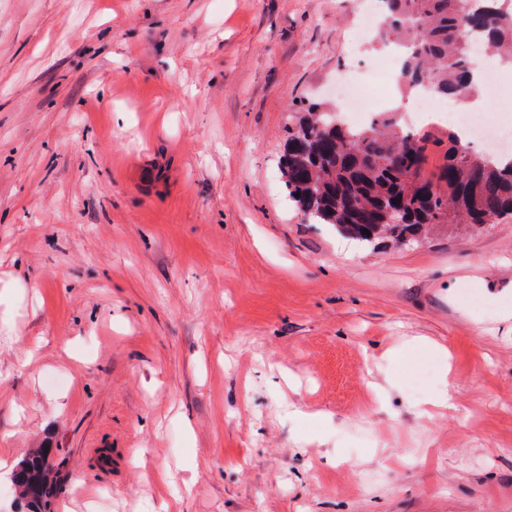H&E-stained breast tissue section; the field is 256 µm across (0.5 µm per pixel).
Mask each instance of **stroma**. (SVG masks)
Returning <instances> with one entry per match:
<instances>
[{
    "mask_svg": "<svg viewBox=\"0 0 512 512\" xmlns=\"http://www.w3.org/2000/svg\"><path fill=\"white\" fill-rule=\"evenodd\" d=\"M365 4L0 0V459L50 512H512V218L364 246L285 192ZM47 450L38 451L21 462L12 480L33 509L56 497L59 487L50 478Z\"/></svg>",
    "mask_w": 512,
    "mask_h": 512,
    "instance_id": "stroma-1",
    "label": "stroma"
}]
</instances>
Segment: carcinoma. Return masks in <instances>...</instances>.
I'll return each instance as SVG.
<instances>
[{
    "label": "carcinoma",
    "mask_w": 512,
    "mask_h": 512,
    "mask_svg": "<svg viewBox=\"0 0 512 512\" xmlns=\"http://www.w3.org/2000/svg\"><path fill=\"white\" fill-rule=\"evenodd\" d=\"M378 2L379 34L402 48L401 76L415 90L445 100L474 92L478 39L489 57L512 67V12L504 0H480L475 7L470 0ZM425 151L426 140L397 131L388 117L354 128L314 104L288 130L280 169L302 213L365 245L385 239L408 246L435 228L512 215V155H477L450 134L437 180L428 186L406 181L403 171L422 168ZM47 454H32L12 476L34 509L59 493Z\"/></svg>",
    "instance_id": "obj_1"
}]
</instances>
